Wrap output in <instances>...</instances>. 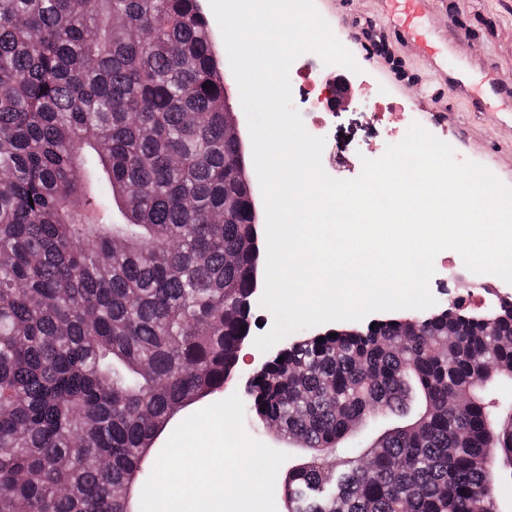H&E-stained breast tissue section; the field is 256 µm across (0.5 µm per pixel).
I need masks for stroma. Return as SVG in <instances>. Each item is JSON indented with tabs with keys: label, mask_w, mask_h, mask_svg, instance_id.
I'll return each mask as SVG.
<instances>
[{
	"label": "stroma",
	"mask_w": 512,
	"mask_h": 512,
	"mask_svg": "<svg viewBox=\"0 0 512 512\" xmlns=\"http://www.w3.org/2000/svg\"><path fill=\"white\" fill-rule=\"evenodd\" d=\"M328 24L342 19L360 33L352 54L360 73L339 65L328 74L348 76L352 102L330 116L322 136L342 158L343 179L357 178L364 160L381 158L401 142L412 124L447 130L456 161H473L512 186V96L498 85L512 81V0H432L420 27L431 44H447L445 58L424 57L389 29L380 0H315ZM404 104L391 131L369 140L376 123V95ZM435 260L429 291L436 303L463 300L479 310L494 292L511 293L512 283L470 271L461 255L447 250Z\"/></svg>",
	"instance_id": "obj_1"
}]
</instances>
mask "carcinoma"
Segmentation results:
<instances>
[{
  "instance_id": "obj_1",
  "label": "carcinoma",
  "mask_w": 512,
  "mask_h": 512,
  "mask_svg": "<svg viewBox=\"0 0 512 512\" xmlns=\"http://www.w3.org/2000/svg\"><path fill=\"white\" fill-rule=\"evenodd\" d=\"M226 99L200 0H0V512H131L167 424L224 391L260 254ZM501 379L511 300L305 336L243 401L307 453L287 512H498Z\"/></svg>"
}]
</instances>
